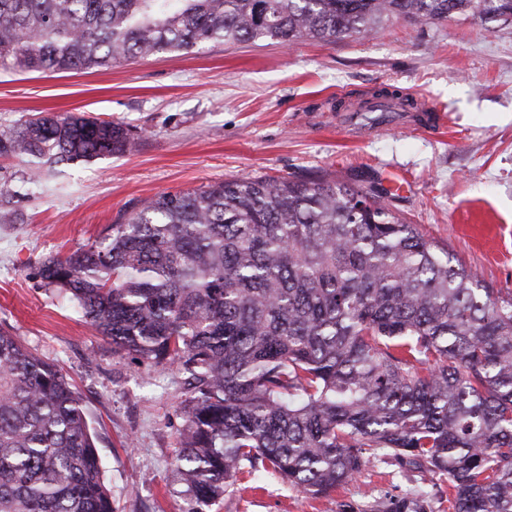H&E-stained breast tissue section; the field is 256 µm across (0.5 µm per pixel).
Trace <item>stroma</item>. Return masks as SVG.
<instances>
[{"label": "stroma", "instance_id": "stroma-1", "mask_svg": "<svg viewBox=\"0 0 512 512\" xmlns=\"http://www.w3.org/2000/svg\"><path fill=\"white\" fill-rule=\"evenodd\" d=\"M383 89L433 101L446 126L377 132L367 112L358 121L367 133L355 136L348 110ZM39 112L121 122L138 139L132 153L43 172L31 195L16 194L17 220L0 223V329L79 392L115 512H181L173 461L185 375L113 355L40 267L146 199L236 176L378 182L393 168L409 185L399 215L493 287L512 289V24L398 21L331 45L214 42L108 69H0V129ZM419 494L427 512H448L444 477L376 461L320 500L277 474L245 473L205 512H360Z\"/></svg>", "mask_w": 512, "mask_h": 512}]
</instances>
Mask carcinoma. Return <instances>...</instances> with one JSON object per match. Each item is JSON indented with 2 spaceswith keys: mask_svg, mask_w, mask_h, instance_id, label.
Returning a JSON list of instances; mask_svg holds the SVG:
<instances>
[{
  "mask_svg": "<svg viewBox=\"0 0 512 512\" xmlns=\"http://www.w3.org/2000/svg\"><path fill=\"white\" fill-rule=\"evenodd\" d=\"M512 21V0H0V67L66 72L211 42L326 45L403 19ZM119 122L0 131L33 173L131 152ZM386 191L239 177L160 193L46 259L112 353L189 374L183 512L270 468L314 499L395 459L448 477V512H512V289L400 217ZM0 512H114L77 391L0 331Z\"/></svg>",
  "mask_w": 512,
  "mask_h": 512,
  "instance_id": "cac0c4a2",
  "label": "carcinoma"
}]
</instances>
